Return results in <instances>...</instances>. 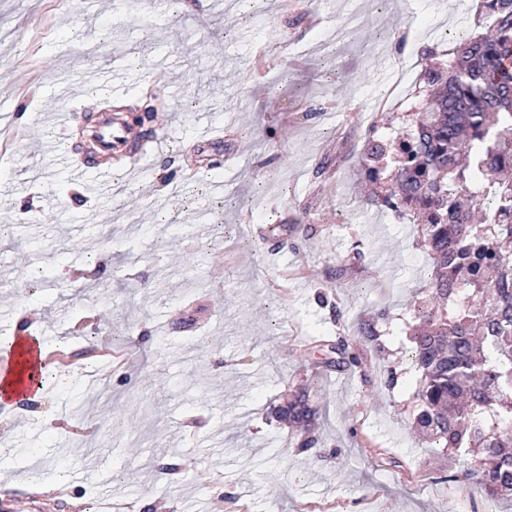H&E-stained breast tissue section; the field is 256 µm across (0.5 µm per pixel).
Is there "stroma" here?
Masks as SVG:
<instances>
[{
  "mask_svg": "<svg viewBox=\"0 0 512 512\" xmlns=\"http://www.w3.org/2000/svg\"><path fill=\"white\" fill-rule=\"evenodd\" d=\"M277 2L0 0V337L24 324L72 362L0 423V512H512L449 482L456 455L410 426L405 324L430 261L408 218L364 201L369 119L406 113L415 86L383 106L376 90L400 59L446 62L477 0ZM151 108L167 120L141 125L138 171L116 154L76 178L95 120ZM105 250L93 288L68 280ZM339 340L353 371L327 364ZM106 343L130 365L101 393L76 367ZM301 387L306 453L275 415ZM63 406L68 449L46 451Z\"/></svg>",
  "mask_w": 512,
  "mask_h": 512,
  "instance_id": "obj_1",
  "label": "stroma"
}]
</instances>
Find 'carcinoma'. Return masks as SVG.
<instances>
[{
    "mask_svg": "<svg viewBox=\"0 0 512 512\" xmlns=\"http://www.w3.org/2000/svg\"><path fill=\"white\" fill-rule=\"evenodd\" d=\"M476 27L448 64L420 72L428 96L415 124L369 138L372 204L406 212L432 259L408 326L419 376L414 430L438 448L472 456L471 487L512 498V0H481ZM338 372L357 361L336 344ZM317 444L304 393L277 410Z\"/></svg>",
    "mask_w": 512,
    "mask_h": 512,
    "instance_id": "1",
    "label": "carcinoma"
}]
</instances>
